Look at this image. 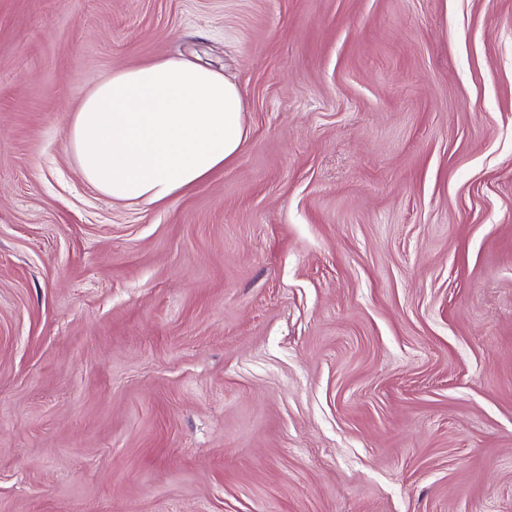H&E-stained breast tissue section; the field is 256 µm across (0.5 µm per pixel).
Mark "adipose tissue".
I'll return each instance as SVG.
<instances>
[{
  "mask_svg": "<svg viewBox=\"0 0 512 512\" xmlns=\"http://www.w3.org/2000/svg\"><path fill=\"white\" fill-rule=\"evenodd\" d=\"M237 85L175 59L118 70L74 112L67 140L85 181L116 202L155 204L245 147Z\"/></svg>",
  "mask_w": 512,
  "mask_h": 512,
  "instance_id": "adipose-tissue-1",
  "label": "adipose tissue"
}]
</instances>
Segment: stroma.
<instances>
[{
    "label": "stroma",
    "mask_w": 512,
    "mask_h": 512,
    "mask_svg": "<svg viewBox=\"0 0 512 512\" xmlns=\"http://www.w3.org/2000/svg\"><path fill=\"white\" fill-rule=\"evenodd\" d=\"M168 57L248 141L112 201ZM0 512H512V0H0ZM237 85L164 59L118 70L74 112L67 140L81 175L115 202L155 204L210 177L245 147Z\"/></svg>",
    "instance_id": "stroma-1"
}]
</instances>
